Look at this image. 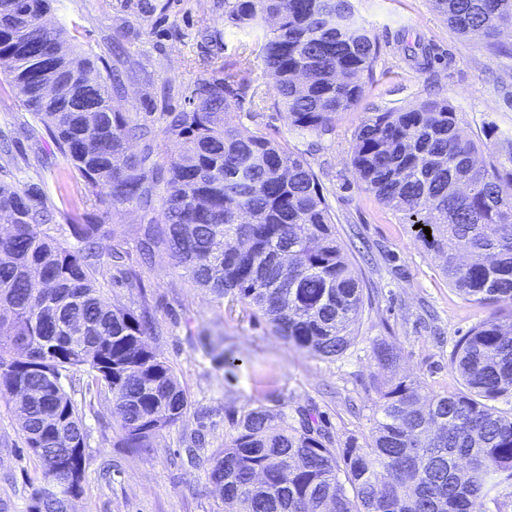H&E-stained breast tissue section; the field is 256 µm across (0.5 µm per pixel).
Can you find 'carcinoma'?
Wrapping results in <instances>:
<instances>
[{"label":"carcinoma","mask_w":512,"mask_h":512,"mask_svg":"<svg viewBox=\"0 0 512 512\" xmlns=\"http://www.w3.org/2000/svg\"><path fill=\"white\" fill-rule=\"evenodd\" d=\"M464 36L504 50L512 0H434ZM50 0H0V67L22 105L44 125L87 194L112 205H152L165 182L163 223L136 240L140 263L165 250L192 286L261 315L298 349L334 361L356 336L362 281L344 253L322 184L288 144L224 126L254 64L274 78L272 107L301 136L333 130L336 116L361 101L373 81L379 46L352 0H224V25L250 37L238 60L197 80L192 109L164 128L175 143L155 177L128 152L129 138H150L112 108L117 80L98 57L41 23ZM421 69L431 47L405 46ZM64 67L84 84L92 112H70L67 92L41 91ZM446 99L370 112L359 126L351 165L359 182L434 253L465 300L496 307L456 342L452 394L425 392L418 377L376 382L378 406L363 441L336 452L308 417L299 424L259 406L229 417L234 433L214 459L224 512H473L496 493L512 499V151L485 165ZM14 233L0 240V395L14 402L18 434L40 467L38 483L68 465L83 493L87 417L112 402L119 446L152 447L183 420L189 400L173 367L149 344L158 334L146 294L139 310L114 306L98 278L101 225L69 224L75 241L55 235L38 190L0 184V213ZM420 228H415V225ZM429 228L425 234L423 228ZM383 369L397 355L380 342ZM60 497L37 487L25 512H61Z\"/></svg>","instance_id":"obj_1"}]
</instances>
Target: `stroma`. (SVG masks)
<instances>
[{"label":"stroma","instance_id":"1","mask_svg":"<svg viewBox=\"0 0 512 512\" xmlns=\"http://www.w3.org/2000/svg\"><path fill=\"white\" fill-rule=\"evenodd\" d=\"M360 15L379 42L374 80L359 106L337 116L331 133L297 137L286 112H255L249 98L225 113L227 124L258 131L288 144L321 180L335 217L336 234L364 283L367 300L358 334L333 361L297 349L276 336L264 318L228 300L193 287L169 258L141 271V283L122 279L111 264L101 266L113 304L136 307L147 293L160 329L151 345L174 368L189 398L183 421L140 454L118 447L112 407L101 404L87 420V468L76 512H224L209 480L213 456L232 428L229 418L262 406L298 423L311 413L343 448L349 437L368 434L377 394L372 378L380 368L372 355L386 342L399 355L397 371L421 378L433 394L458 387L449 358L457 340L487 318L488 307L464 300L448 285L434 254L415 239L399 213L382 205L357 181L350 165L355 133L371 112L394 111L445 98L462 117L463 135L489 163L512 141V34L504 52L460 35L437 11L433 0H357ZM78 48L99 58L102 74L117 73L121 90L115 111L150 126L151 145L130 140L132 153L151 150L150 161L164 166L174 145L163 130L170 114L188 110V89L232 59L242 35L224 24V0H54L49 15ZM422 39L433 45L429 71L410 68L395 42ZM0 72V135L12 153L0 154V180L37 188L42 205L57 224L77 208L81 223L102 227L100 245H133L139 225L163 220L160 202L142 208L111 207L82 199L81 179L61 189L57 171L45 163L54 146L43 126L26 111ZM495 126L497 137L484 131ZM243 358L228 369L224 355ZM22 441L8 401L0 397V512H24L37 487L36 465L22 453Z\"/></svg>","mask_w":512,"mask_h":512}]
</instances>
